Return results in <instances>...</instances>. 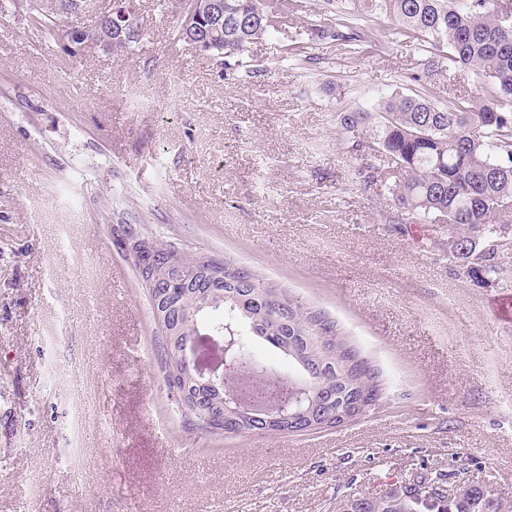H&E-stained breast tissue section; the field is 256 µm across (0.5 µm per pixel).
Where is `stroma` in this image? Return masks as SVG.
Masks as SVG:
<instances>
[{
	"label": "stroma",
	"instance_id": "stroma-1",
	"mask_svg": "<svg viewBox=\"0 0 512 512\" xmlns=\"http://www.w3.org/2000/svg\"><path fill=\"white\" fill-rule=\"evenodd\" d=\"M318 4L284 0L230 68L174 42L177 0H138L139 44L77 59L42 48L25 0L0 18V512H336L456 460L512 499V258L498 284L474 282L392 178L351 182L337 123L395 92L473 96L478 79L424 72L385 17L369 45L309 42ZM131 234L326 313L387 403L307 433L186 428ZM250 359L251 382L289 374L265 342Z\"/></svg>",
	"mask_w": 512,
	"mask_h": 512
}]
</instances>
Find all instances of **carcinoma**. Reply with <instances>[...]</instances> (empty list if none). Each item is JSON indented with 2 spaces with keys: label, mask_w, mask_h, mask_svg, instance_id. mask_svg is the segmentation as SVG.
<instances>
[{
  "label": "carcinoma",
  "mask_w": 512,
  "mask_h": 512,
  "mask_svg": "<svg viewBox=\"0 0 512 512\" xmlns=\"http://www.w3.org/2000/svg\"><path fill=\"white\" fill-rule=\"evenodd\" d=\"M66 0L34 10L29 25L55 44L73 22L64 11ZM330 11L310 23L311 39L370 43L373 32L354 24L358 19L389 16L398 32L418 39L428 53L424 66L434 70L438 53L471 68L481 80L480 93L439 105L416 94L385 96L371 110L341 112L338 124L348 135L347 153L360 164L352 167L355 182L368 186L387 169L398 174L393 195L399 208L415 223L448 227V257L468 262L467 274L476 282L496 281L498 259L512 254V230L504 218L512 215V25L504 19L508 6L499 0H326ZM277 13L273 0H224V66L249 44L270 35ZM177 262L168 288L177 293L203 257L188 258L157 243L138 246L136 271L149 263ZM223 297L188 312L197 326L196 348L214 352L209 336L236 331L237 354L246 363L247 332L279 350L294 365L293 382L308 389L309 398L293 409L294 421L282 426L266 423L263 415L224 414V426L206 417L209 398L194 401L195 382L176 378L181 342L157 337L169 388H188L180 398L184 415L217 436L258 432L299 433L336 427V414L358 404L377 408L385 383L373 362L342 336L324 313L298 304L251 270L227 260ZM224 308V319L204 322L211 308ZM449 474L426 470L379 484L373 497H346L338 512H500V499L464 481L451 496L420 498L418 484H446Z\"/></svg>",
  "instance_id": "obj_1"
}]
</instances>
